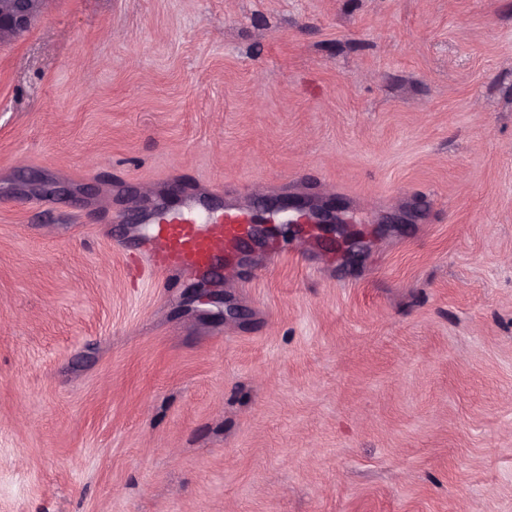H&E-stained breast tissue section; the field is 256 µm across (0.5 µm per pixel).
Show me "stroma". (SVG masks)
I'll use <instances>...</instances> for the list:
<instances>
[{
    "label": "stroma",
    "mask_w": 512,
    "mask_h": 512,
    "mask_svg": "<svg viewBox=\"0 0 512 512\" xmlns=\"http://www.w3.org/2000/svg\"><path fill=\"white\" fill-rule=\"evenodd\" d=\"M352 251L137 274L167 188ZM0 512H512V0H43L0 37Z\"/></svg>",
    "instance_id": "1"
}]
</instances>
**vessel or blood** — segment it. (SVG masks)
Listing matches in <instances>:
<instances>
[{
	"label": "vessel or blood",
	"instance_id": "vessel-or-blood-1",
	"mask_svg": "<svg viewBox=\"0 0 512 512\" xmlns=\"http://www.w3.org/2000/svg\"><path fill=\"white\" fill-rule=\"evenodd\" d=\"M208 193L182 195L177 203L145 201L140 220L130 225L124 212L112 214L114 224H127L113 239L118 250L135 249L139 263L159 274L194 280L214 276L215 267L232 257L236 243L250 230L247 205L234 201L217 208Z\"/></svg>",
	"mask_w": 512,
	"mask_h": 512
}]
</instances>
